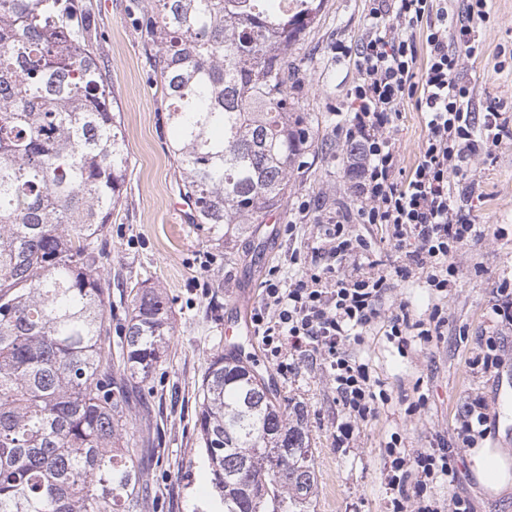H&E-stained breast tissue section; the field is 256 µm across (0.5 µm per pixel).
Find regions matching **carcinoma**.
Listing matches in <instances>:
<instances>
[{
	"label": "carcinoma",
	"instance_id": "carcinoma-1",
	"mask_svg": "<svg viewBox=\"0 0 512 512\" xmlns=\"http://www.w3.org/2000/svg\"><path fill=\"white\" fill-rule=\"evenodd\" d=\"M322 0H148L141 26L174 129L191 221L223 239L281 206L312 122L288 54ZM81 0H0V512H143L130 401L174 336L138 292L112 376L103 240L122 202L121 115ZM195 427L222 512H304L316 485L304 410L288 411L242 347L214 353Z\"/></svg>",
	"mask_w": 512,
	"mask_h": 512
}]
</instances>
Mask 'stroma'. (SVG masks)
Here are the masks:
<instances>
[{
    "instance_id": "obj_1",
    "label": "stroma",
    "mask_w": 512,
    "mask_h": 512,
    "mask_svg": "<svg viewBox=\"0 0 512 512\" xmlns=\"http://www.w3.org/2000/svg\"><path fill=\"white\" fill-rule=\"evenodd\" d=\"M84 2L94 9L102 33L97 49L128 146L123 199L106 235L110 259L103 275L110 283L112 321L123 322L122 301L131 290L155 288L169 298L175 325L162 362L146 383L149 401L132 408L129 422L161 453L160 463H148L145 469L160 501L147 504L145 512H206L212 487L195 428V396L209 356L224 346V324L250 319L269 269L280 268L285 277L297 272L291 255L309 252L319 217L357 207L347 175L348 150L336 123L338 113L351 109L350 92L360 74L351 61L336 57L334 47L339 42L354 50L361 46L371 3L323 0L314 24L292 48L306 63L302 80L291 91L314 120L307 164L295 175L281 207L261 223L245 225L232 239L211 241L188 217L172 211L181 198L180 174L168 152L173 130L165 122L166 105L153 73L156 47L140 24L147 0H110L105 10L101 0ZM481 39L482 55L464 59L459 78L474 89L475 111H484L495 100L512 108V73L495 68L498 50H512V0H492ZM401 112L396 139L400 164L409 169L419 158L424 125L414 101H405ZM475 179L476 190L456 191V208L463 218L480 222L483 231L462 248L448 297L426 288L419 276L405 281L396 277L401 252L380 225L358 227L388 275L384 305L404 303L412 317L424 318L438 304L447 323L441 341L426 344L413 337L402 349L386 336L381 320L363 343L348 345V354L366 365L389 401L376 418L356 423L347 447L336 445L348 416L319 354L303 352L295 369L282 374L261 346L248 348L283 402L304 408L317 476L308 512H387L384 448L394 437L412 455L440 437L456 448V483L435 484L428 498L445 505L457 493L472 501L474 512H512V491L488 495L471 459L472 448L486 445L512 458V414L505 410L506 402H512V326L491 315L499 284L512 279V143L501 145L494 158H480ZM304 201L310 207L303 213L298 206ZM289 223L297 226L292 238L284 232ZM494 333L504 339L501 367L488 373L470 369L466 358L478 352L482 337ZM478 395L489 404L490 432L468 446L458 440L456 429L465 405ZM421 397L425 407L412 409V402Z\"/></svg>"
}]
</instances>
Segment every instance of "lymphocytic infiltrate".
Instances as JSON below:
<instances>
[{"label": "lymphocytic infiltrate", "instance_id": "lymphocytic-infiltrate-1", "mask_svg": "<svg viewBox=\"0 0 512 512\" xmlns=\"http://www.w3.org/2000/svg\"><path fill=\"white\" fill-rule=\"evenodd\" d=\"M433 2L373 0L368 39L355 56L361 80L350 93L354 111L339 121L356 149L349 165L358 200L354 220L320 225L309 265L289 281L277 274L268 279L252 316L270 358L284 361L306 347L319 353L344 408L363 422L376 416L378 399L365 365L346 355V344L361 342L382 318L399 345L412 336L438 341L445 319L436 308L428 318H412L402 304L384 313L387 277L354 224L385 225L406 257L397 275L418 269L428 287L448 292L457 252L478 233L454 210L456 181L467 177L479 146L495 148L512 138V115L493 104L473 112V90L457 77L463 57L482 51L487 0H466L454 15ZM453 42L461 51L450 50ZM411 96L420 103L426 134L408 172L399 164L394 132L400 106ZM456 479L457 453L447 442L413 456L397 452L386 477L391 512H439L425 500L428 485Z\"/></svg>", "mask_w": 512, "mask_h": 512}]
</instances>
